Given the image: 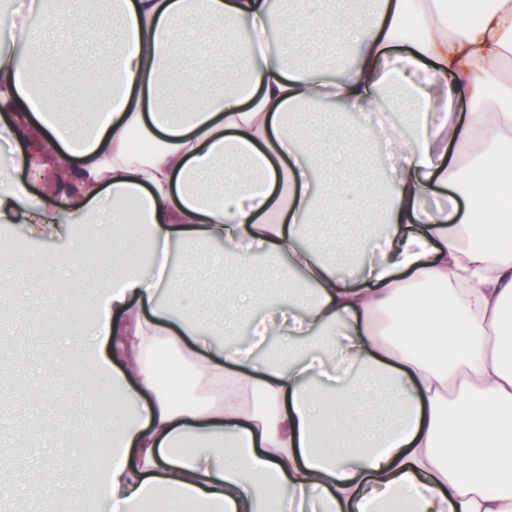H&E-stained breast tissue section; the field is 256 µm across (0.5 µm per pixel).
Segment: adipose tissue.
I'll return each mask as SVG.
<instances>
[{
    "instance_id": "1",
    "label": "adipose tissue",
    "mask_w": 512,
    "mask_h": 512,
    "mask_svg": "<svg viewBox=\"0 0 512 512\" xmlns=\"http://www.w3.org/2000/svg\"><path fill=\"white\" fill-rule=\"evenodd\" d=\"M304 2L283 0L271 42V0H112L93 28L89 0H41L43 23L0 25V133H24L23 163L78 157L68 208L114 241L91 268L100 364L69 344L74 385L99 394L112 366V410L82 407L64 432L109 438L108 496L132 510L281 512L288 498L297 512H512V0H374L349 18L336 0ZM19 41L50 47L54 65L24 70ZM70 64L72 85L95 92L80 128L49 107ZM320 105L340 125L377 115L385 185L294 132ZM438 185L466 201L472 246L447 209L424 206ZM379 192L383 208L363 213L370 248L340 276L307 233ZM182 247L199 282L260 254L296 286L255 318L252 284L225 285L223 316L200 319L166 296ZM140 248L145 273L126 260ZM78 254L53 257L68 290L53 310L71 319L89 269ZM244 321L250 347L218 345ZM161 343L223 399L161 387L148 359Z\"/></svg>"
}]
</instances>
